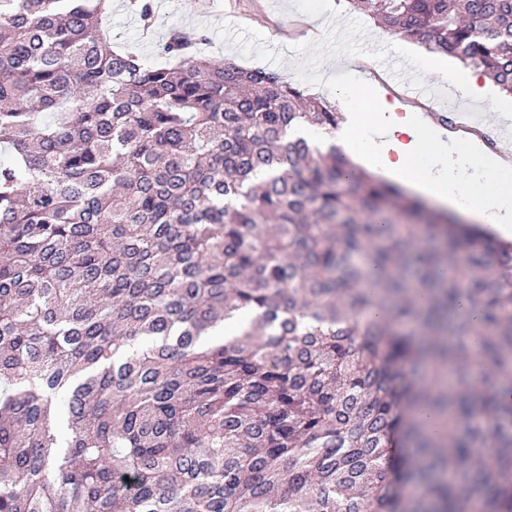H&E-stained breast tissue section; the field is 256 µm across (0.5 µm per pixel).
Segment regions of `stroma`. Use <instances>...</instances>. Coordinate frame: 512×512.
Here are the masks:
<instances>
[{
  "label": "stroma",
  "instance_id": "35a3bbf8",
  "mask_svg": "<svg viewBox=\"0 0 512 512\" xmlns=\"http://www.w3.org/2000/svg\"><path fill=\"white\" fill-rule=\"evenodd\" d=\"M154 25L144 31L130 0H112L109 32L116 46L136 47L163 64L158 48L171 31L188 41L207 35L202 52L211 60L266 69L300 85L307 94L334 99L349 67L344 56H390L418 69L426 50L390 36L346 0H152Z\"/></svg>",
  "mask_w": 512,
  "mask_h": 512
}]
</instances>
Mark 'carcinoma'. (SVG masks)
Wrapping results in <instances>:
<instances>
[{"mask_svg": "<svg viewBox=\"0 0 512 512\" xmlns=\"http://www.w3.org/2000/svg\"><path fill=\"white\" fill-rule=\"evenodd\" d=\"M347 2L512 94V0ZM111 12L0 0V512H512V241L291 135L341 114L277 73L110 49Z\"/></svg>", "mask_w": 512, "mask_h": 512, "instance_id": "obj_1", "label": "carcinoma"}]
</instances>
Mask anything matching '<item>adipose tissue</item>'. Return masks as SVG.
<instances>
[{
	"mask_svg": "<svg viewBox=\"0 0 512 512\" xmlns=\"http://www.w3.org/2000/svg\"><path fill=\"white\" fill-rule=\"evenodd\" d=\"M426 72L452 84L461 98L486 101L490 115L512 113V97H495L482 70L447 69L430 62ZM336 96L351 110L348 124L322 131L303 127L299 136L363 156L410 193L512 238V165L488 152L478 139L448 138L428 119L400 117L399 102L389 100L386 90L373 82L351 80L337 86Z\"/></svg>",
	"mask_w": 512,
	"mask_h": 512,
	"instance_id": "obj_1",
	"label": "adipose tissue"
}]
</instances>
